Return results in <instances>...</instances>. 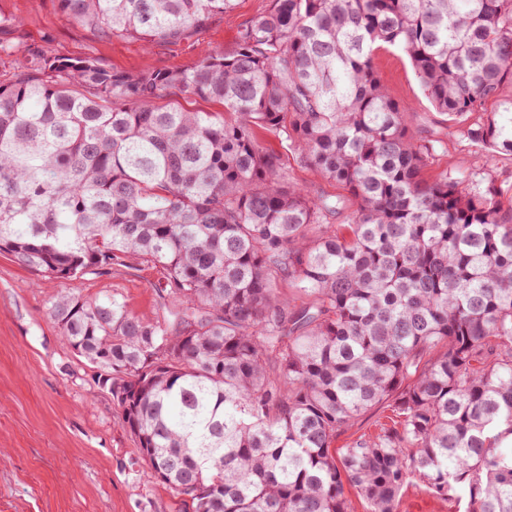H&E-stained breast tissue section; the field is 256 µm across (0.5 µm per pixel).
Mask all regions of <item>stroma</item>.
I'll return each instance as SVG.
<instances>
[{
    "label": "stroma",
    "mask_w": 512,
    "mask_h": 512,
    "mask_svg": "<svg viewBox=\"0 0 512 512\" xmlns=\"http://www.w3.org/2000/svg\"><path fill=\"white\" fill-rule=\"evenodd\" d=\"M271 0H234L231 10L212 15L202 29L166 43L107 39L64 17L58 0H0V13L21 19L0 39L42 48L70 59L94 58L129 73L187 69L202 51H233L249 21L269 10ZM375 70L391 96L408 109L410 134L440 139L424 169L465 178L471 189L487 181L512 187V155L489 154L457 137L447 117L423 94L409 59L398 48H381ZM291 181L311 194L332 197L338 189L301 164L293 149L272 135ZM157 275L115 268L101 278L61 281L17 265L0 252V512H176L166 490L150 482L139 463L138 441L125 427L112 396L95 385V366L65 349L47 302L67 290L85 298L121 295L140 316L154 315Z\"/></svg>",
    "instance_id": "stroma-1"
}]
</instances>
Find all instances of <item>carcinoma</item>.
<instances>
[{
	"label": "carcinoma",
	"mask_w": 512,
	"mask_h": 512,
	"mask_svg": "<svg viewBox=\"0 0 512 512\" xmlns=\"http://www.w3.org/2000/svg\"><path fill=\"white\" fill-rule=\"evenodd\" d=\"M233 2L59 9L150 44ZM384 45L459 137L512 154V0H272L234 53L190 69L0 41V252L62 281L156 270L152 318L116 293L63 291L47 313L178 512H351V489L396 512L413 482L512 512V206L493 182L423 176L435 144L375 71ZM260 130L344 194L306 193ZM381 405L375 436L335 448Z\"/></svg>",
	"instance_id": "carcinoma-1"
}]
</instances>
